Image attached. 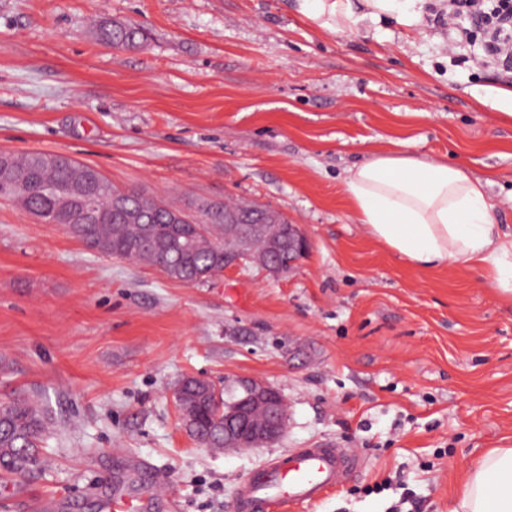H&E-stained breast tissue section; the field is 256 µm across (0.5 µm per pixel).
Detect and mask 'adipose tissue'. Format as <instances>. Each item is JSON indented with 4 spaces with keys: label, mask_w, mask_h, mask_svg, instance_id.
Masks as SVG:
<instances>
[{
    "label": "adipose tissue",
    "mask_w": 512,
    "mask_h": 512,
    "mask_svg": "<svg viewBox=\"0 0 512 512\" xmlns=\"http://www.w3.org/2000/svg\"><path fill=\"white\" fill-rule=\"evenodd\" d=\"M417 0H294L310 26L350 33L364 21L416 24ZM352 223L419 267L463 265L512 302V231L497 222L483 180L463 167L381 151L349 168L343 181ZM448 512H512V447L474 461Z\"/></svg>",
    "instance_id": "adipose-tissue-1"
}]
</instances>
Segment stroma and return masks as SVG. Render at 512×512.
<instances>
[{"label":"stroma","instance_id":"1","mask_svg":"<svg viewBox=\"0 0 512 512\" xmlns=\"http://www.w3.org/2000/svg\"><path fill=\"white\" fill-rule=\"evenodd\" d=\"M420 21L327 34L293 0H0V153L94 166L197 213L231 198L276 209L309 251L289 274L252 264L197 284L89 250L0 200V402L50 419L38 475L0 478V512H102L131 480L148 512H236L242 480L294 448H349L360 471L316 502L269 512H448L469 463L512 445V304L477 271L401 260L349 220L346 169L372 150L464 167L512 227V77L450 45L444 0ZM137 24L143 47L98 41ZM249 377L288 425L236 451L183 428L174 389Z\"/></svg>","mask_w":512,"mask_h":512}]
</instances>
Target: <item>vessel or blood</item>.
Masks as SVG:
<instances>
[{
	"label": "vessel or blood",
	"instance_id": "obj_1",
	"mask_svg": "<svg viewBox=\"0 0 512 512\" xmlns=\"http://www.w3.org/2000/svg\"><path fill=\"white\" fill-rule=\"evenodd\" d=\"M349 448H296L264 464L238 492V512H268L275 504H299L322 497L360 470ZM148 502L124 493L105 501L104 512H146Z\"/></svg>",
	"mask_w": 512,
	"mask_h": 512
}]
</instances>
